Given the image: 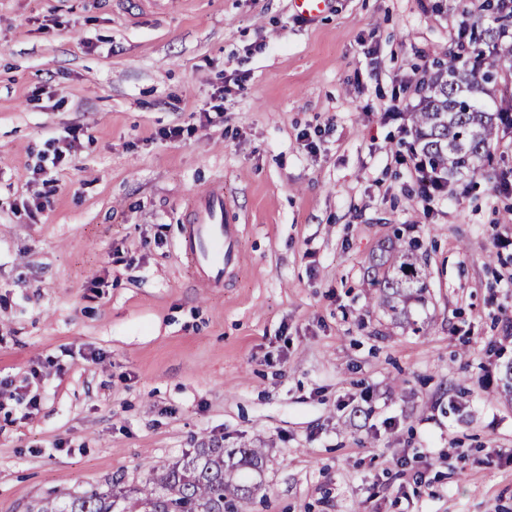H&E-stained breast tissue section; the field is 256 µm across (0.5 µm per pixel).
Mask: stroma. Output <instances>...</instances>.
I'll return each mask as SVG.
<instances>
[{"mask_svg": "<svg viewBox=\"0 0 512 512\" xmlns=\"http://www.w3.org/2000/svg\"><path fill=\"white\" fill-rule=\"evenodd\" d=\"M476 22L484 0H0V512L214 440L263 451L242 512H512V127L449 198L393 158L402 80ZM203 187L242 226L221 288L176 246ZM397 230L429 284L403 323L365 283Z\"/></svg>", "mask_w": 512, "mask_h": 512, "instance_id": "35a3bbf8", "label": "stroma"}]
</instances>
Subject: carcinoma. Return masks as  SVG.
I'll return each instance as SVG.
<instances>
[{"label":"carcinoma","mask_w":512,"mask_h":512,"mask_svg":"<svg viewBox=\"0 0 512 512\" xmlns=\"http://www.w3.org/2000/svg\"><path fill=\"white\" fill-rule=\"evenodd\" d=\"M467 45L465 58L437 61L438 70L413 113L418 160L447 177L480 174L499 126L512 122V100L491 109L481 99L512 58V44L500 43L492 27L473 25ZM368 285L378 290V306L392 319L404 317L407 301L427 292L415 246L391 244L371 266ZM261 460L259 448L204 445L163 467L140 487H109L63 502L48 498L38 512H239L241 503L256 491L244 471L259 467Z\"/></svg>","instance_id":"cac0c4a2"}]
</instances>
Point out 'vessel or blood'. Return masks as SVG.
Instances as JSON below:
<instances>
[{
  "label": "vessel or blood",
  "mask_w": 512,
  "mask_h": 512,
  "mask_svg": "<svg viewBox=\"0 0 512 512\" xmlns=\"http://www.w3.org/2000/svg\"><path fill=\"white\" fill-rule=\"evenodd\" d=\"M223 194L202 189L188 200L177 248L200 282L220 288L239 263V226Z\"/></svg>",
  "instance_id": "obj_1"
}]
</instances>
